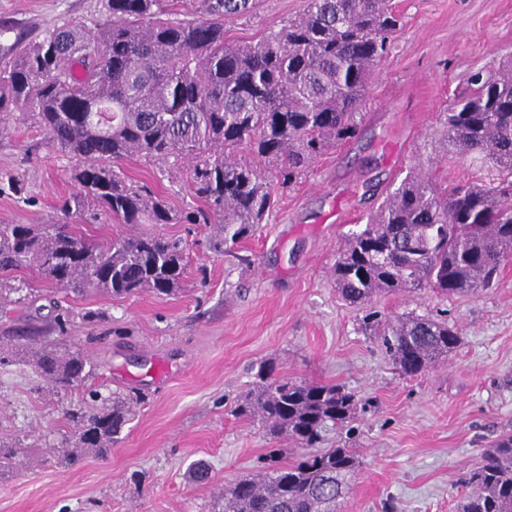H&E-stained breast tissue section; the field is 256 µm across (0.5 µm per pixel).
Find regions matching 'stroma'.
I'll list each match as a JSON object with an SVG mask.
<instances>
[{"label":"stroma","instance_id":"stroma-1","mask_svg":"<svg viewBox=\"0 0 512 512\" xmlns=\"http://www.w3.org/2000/svg\"><path fill=\"white\" fill-rule=\"evenodd\" d=\"M393 3L402 28L372 80L356 139L277 189L266 221L231 251L219 246L218 224L77 220L78 231L99 240L135 231L182 239L183 291L76 294L26 271L36 291L0 299V352L19 336L80 352L94 364L87 388L131 398L136 410L109 456L67 466L50 451L70 437L64 412L82 391L54 392L23 364L1 367L0 443H22L29 453L0 482V512H213L219 492L257 470L275 445L234 413L262 361L284 376L343 384L360 399L353 436L328 442L359 461L339 512H458L484 450L512 434V266L474 295L421 290L373 301L380 317L429 315L457 329L456 351L414 377L398 372L331 274L343 236L418 164L431 162L443 185L496 180L494 168L441 152L440 114L467 91L472 70L512 51V0ZM304 7L261 0L224 28L250 44ZM101 11L102 0H0V56L17 38H37L64 20L87 24ZM71 167L32 118L0 125V223L54 220L58 197L73 188ZM121 168L159 188L176 213L202 207L149 163L130 159ZM199 462L208 477L190 480Z\"/></svg>","mask_w":512,"mask_h":512}]
</instances>
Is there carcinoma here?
Here are the masks:
<instances>
[{
  "label": "carcinoma",
  "mask_w": 512,
  "mask_h": 512,
  "mask_svg": "<svg viewBox=\"0 0 512 512\" xmlns=\"http://www.w3.org/2000/svg\"><path fill=\"white\" fill-rule=\"evenodd\" d=\"M103 0L91 24L69 20L0 58V122L32 117L73 159L74 190L49 224H0V287L32 269L64 291L113 297L180 290L185 249L156 233L95 242L71 220L96 208L119 224H172L173 210L118 163L141 158L181 179L224 225V244L249 236L284 188L326 151L354 138L357 115L399 24L391 0H306L303 13L256 43L229 40L224 18L255 0ZM445 153L490 162L498 182L439 188L418 167L364 227L344 236L332 276L342 299L367 305L379 293L429 288L442 297L490 287L512 263V58L471 76L467 95L441 113ZM382 343L412 377L448 357L455 329L422 316L386 322ZM28 364L58 390L93 371L80 352L26 338ZM355 394L335 383L281 376L262 363L235 413L303 450L221 492L219 512H336L359 461L327 436L354 417ZM74 433L57 449L74 465L106 457L134 418L118 396L104 409L68 411ZM24 449L0 444V479L17 472ZM459 512H512V434L483 453Z\"/></svg>",
  "instance_id": "carcinoma-1"
}]
</instances>
